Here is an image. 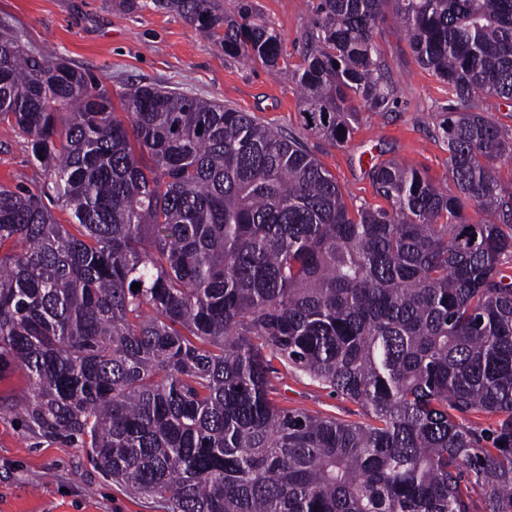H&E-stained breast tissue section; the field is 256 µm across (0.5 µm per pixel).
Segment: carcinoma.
<instances>
[{"label": "carcinoma", "instance_id": "carcinoma-1", "mask_svg": "<svg viewBox=\"0 0 512 512\" xmlns=\"http://www.w3.org/2000/svg\"><path fill=\"white\" fill-rule=\"evenodd\" d=\"M153 4L226 56L287 62L253 0ZM389 14L448 87L453 188L388 160V207L354 210L295 133L143 84L121 118L0 22V124L43 172L0 185V374L25 370L7 409L27 428L167 512H476L473 490L512 512V196L493 167L512 135L474 105L512 104V0H316L296 74L335 145L389 107ZM296 372L368 420L281 407Z\"/></svg>", "mask_w": 512, "mask_h": 512}]
</instances>
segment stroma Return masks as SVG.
Masks as SVG:
<instances>
[{"label": "stroma", "mask_w": 512, "mask_h": 512, "mask_svg": "<svg viewBox=\"0 0 512 512\" xmlns=\"http://www.w3.org/2000/svg\"><path fill=\"white\" fill-rule=\"evenodd\" d=\"M284 38L291 67L273 75L261 64L225 56L176 11L152 0H0V20L16 26L25 50L53 51L90 71L112 96L140 82L193 94L254 115L301 136L337 179L349 207L383 205L370 168L396 160L436 182L448 174V148L438 132L448 90L420 67L403 28L387 19L375 42L394 86L388 112H365L344 145L335 146L304 126L292 70L314 0H256ZM40 170L12 130L0 124V184L35 187ZM279 404L342 421H362L364 409L300 374L284 379ZM0 512H165L151 498H133L94 472L86 451L66 447L21 426L0 410Z\"/></svg>", "instance_id": "obj_1"}]
</instances>
